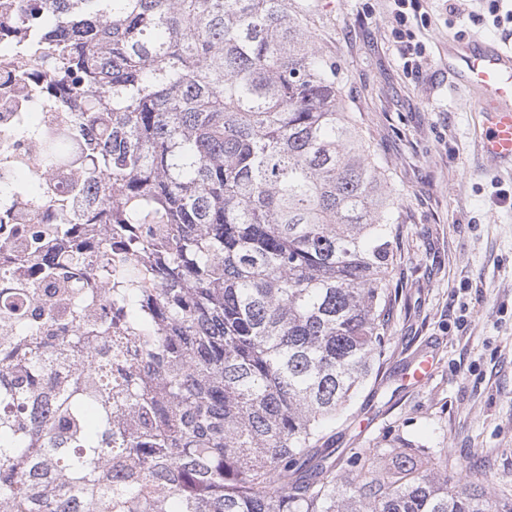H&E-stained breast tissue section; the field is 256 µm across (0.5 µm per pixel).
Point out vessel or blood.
<instances>
[{
    "label": "vessel or blood",
    "mask_w": 512,
    "mask_h": 512,
    "mask_svg": "<svg viewBox=\"0 0 512 512\" xmlns=\"http://www.w3.org/2000/svg\"><path fill=\"white\" fill-rule=\"evenodd\" d=\"M448 68L480 104V151L512 164V48L485 39L452 41Z\"/></svg>",
    "instance_id": "vessel-or-blood-1"
}]
</instances>
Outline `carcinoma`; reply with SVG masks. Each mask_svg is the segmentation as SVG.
<instances>
[{"mask_svg":"<svg viewBox=\"0 0 512 512\" xmlns=\"http://www.w3.org/2000/svg\"><path fill=\"white\" fill-rule=\"evenodd\" d=\"M36 199L100 237L0 275V512H512L327 427L388 349L400 221L301 0H0Z\"/></svg>","mask_w":512,"mask_h":512,"instance_id":"1","label":"carcinoma"}]
</instances>
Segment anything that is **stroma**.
<instances>
[{
	"mask_svg": "<svg viewBox=\"0 0 512 512\" xmlns=\"http://www.w3.org/2000/svg\"><path fill=\"white\" fill-rule=\"evenodd\" d=\"M317 44L335 60L343 99L399 195L401 224L387 283L396 303L377 379L362 386L337 456L410 441L442 448L461 475L512 480V168L475 147L476 105L440 55L450 39H503L485 0H419L407 27L426 47L404 67L389 0H309ZM430 360L419 382L412 366Z\"/></svg>",
	"mask_w": 512,
	"mask_h": 512,
	"instance_id": "1",
	"label": "stroma"
}]
</instances>
